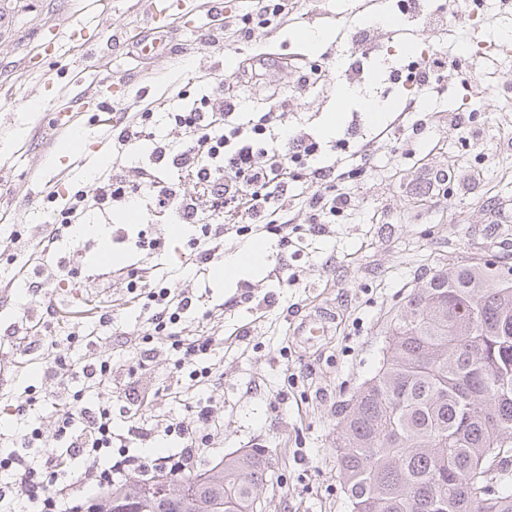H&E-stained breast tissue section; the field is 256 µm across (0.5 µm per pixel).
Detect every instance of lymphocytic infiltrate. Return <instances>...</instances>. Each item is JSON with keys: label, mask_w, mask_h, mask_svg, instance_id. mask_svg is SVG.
<instances>
[{"label": "lymphocytic infiltrate", "mask_w": 512, "mask_h": 512, "mask_svg": "<svg viewBox=\"0 0 512 512\" xmlns=\"http://www.w3.org/2000/svg\"><path fill=\"white\" fill-rule=\"evenodd\" d=\"M289 10L288 0H252L249 12L238 19L225 16L224 21L239 26L241 34L250 38ZM166 105L162 98L150 101L141 108L140 122L113 125L112 149L117 154L143 140L154 142L137 179L105 170L93 191L64 195L60 212L65 221L53 225L36 244L41 256H48L65 231L84 223L89 213L104 214L115 207L168 210L175 223L200 227L204 246L195 255V265L206 271L220 258L224 234L231 227L251 224L287 232L286 215L296 184L311 186V221L322 224L352 207L351 193L336 189L338 168H345L351 178L371 167L374 139H362L354 148L345 137L339 140L345 153L342 165H315L324 147L311 134L289 130L284 98L269 111L245 119L237 91L215 83L200 105L172 112L182 131L175 144L154 141L146 124L153 112ZM185 181L192 182L193 193L182 192ZM131 281L140 285L146 300L148 335L167 336L177 354L174 372L195 383L215 378L213 337L190 333L184 323L194 304L193 292L180 285H156L151 277L136 273ZM46 350L44 378L52 387L54 429L48 433L32 425L21 431L0 430V440L13 445L11 452L0 455V512H80L83 496L104 492L128 477L194 472L212 432L222 427L212 405L203 401L195 406L194 421L166 423L165 435H176L182 443L178 451L154 459L136 454L137 443L149 440L152 431L137 421L123 432L114 431L112 403L104 398L115 380L111 357L74 363L54 338L48 340ZM73 379L82 384L75 392L69 386Z\"/></svg>", "instance_id": "obj_1"}]
</instances>
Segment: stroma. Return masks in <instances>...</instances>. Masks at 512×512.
<instances>
[{
  "label": "stroma",
  "instance_id": "1",
  "mask_svg": "<svg viewBox=\"0 0 512 512\" xmlns=\"http://www.w3.org/2000/svg\"><path fill=\"white\" fill-rule=\"evenodd\" d=\"M197 2L186 0L173 37L177 49L168 54L112 45L114 37L146 26L144 0H0V189L18 198L70 168L69 157L46 151L41 134L61 98L77 101L88 129L101 110L126 113L135 122L141 101L165 95L175 107L193 104L207 94L210 81L231 78L235 64L247 58L258 69L241 88L242 111H267L273 92L291 97L294 125L326 145L332 138L324 132L325 119L336 110L343 85L351 96L341 123L359 121L365 133H378L408 106L429 114L426 128L405 129L401 143L385 140L376 147L372 169L353 184V210L323 226L311 223L310 190L297 185L287 240L262 229L224 237L228 257L247 243L267 241L271 249L258 268L232 282L210 273L192 281L200 297L192 316L215 334L221 373L213 387H197L194 395L214 398L224 416L201 469L225 454L263 448L272 455L273 470L265 512H349L336 469L338 412L379 368L392 319L448 259L512 267V130L500 131L512 127V55L496 47L472 55L491 93L490 112L475 122L483 132L478 140L448 122L461 104L465 74L444 73L440 93L428 96L413 86L389 84L386 73L416 51L461 52L477 34L494 45L512 42V10L492 0L475 21L454 19L408 39L389 25L397 13L392 0H298L265 35L186 52L183 44L224 21L223 14ZM74 28L79 34L73 40ZM365 29L373 31L377 52L361 81L351 84L341 64L359 52L351 33ZM309 34L319 37L317 46L308 45ZM326 51L333 61L325 80L304 91L297 73L276 65L277 58L298 53L316 61ZM32 101L37 111L28 110ZM370 101L382 105L380 114L367 109ZM475 168L481 177H472ZM430 169L449 176L431 207L414 194ZM46 201L41 195L32 209L8 212L7 230L0 233V393L15 398L34 389L32 420L47 428L53 408L40 383L45 362L37 351L19 354L8 328L34 303L54 307L51 330L64 324L78 334L97 306H111V326L94 347L72 343V360L110 354L118 364L136 367L144 384L167 387L173 378L165 358L139 364L134 340L142 336L148 312L132 301L127 273H182L194 254L195 230L175 234L166 212L116 208L106 216L91 214L90 223L165 241L167 255L129 241L108 246L107 259L102 241L66 238L58 244L65 272L49 266L48 288L34 297L21 282L10 285L3 276L14 273L35 240L50 232ZM281 259L288 266L284 285L269 277ZM318 310L336 316L325 335H295L294 327Z\"/></svg>",
  "mask_w": 512,
  "mask_h": 512
}]
</instances>
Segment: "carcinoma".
<instances>
[{"label":"carcinoma","mask_w":512,"mask_h":512,"mask_svg":"<svg viewBox=\"0 0 512 512\" xmlns=\"http://www.w3.org/2000/svg\"><path fill=\"white\" fill-rule=\"evenodd\" d=\"M336 448L350 512H512V281L450 258L411 294ZM271 465L230 453L172 496L129 478L87 512H263Z\"/></svg>","instance_id":"cac0c4a2"}]
</instances>
